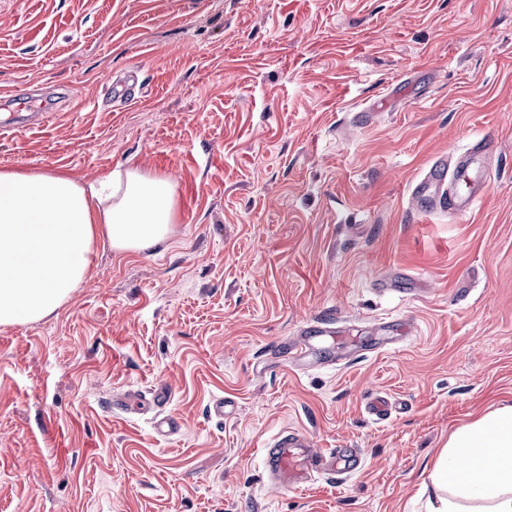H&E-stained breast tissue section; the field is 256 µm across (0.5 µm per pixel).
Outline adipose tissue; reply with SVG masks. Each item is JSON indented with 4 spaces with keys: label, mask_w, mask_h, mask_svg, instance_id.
<instances>
[{
    "label": "adipose tissue",
    "mask_w": 512,
    "mask_h": 512,
    "mask_svg": "<svg viewBox=\"0 0 512 512\" xmlns=\"http://www.w3.org/2000/svg\"><path fill=\"white\" fill-rule=\"evenodd\" d=\"M176 221L170 178L138 169L79 183L0 171V325L36 323L84 282L96 234L114 250L164 242ZM427 512H512V404L457 428L429 473Z\"/></svg>",
    "instance_id": "1"
}]
</instances>
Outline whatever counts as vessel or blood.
I'll list each match as a JSON object with an SVG mask.
<instances>
[{"label":"vessel or blood","instance_id":"vessel-or-blood-1","mask_svg":"<svg viewBox=\"0 0 512 512\" xmlns=\"http://www.w3.org/2000/svg\"><path fill=\"white\" fill-rule=\"evenodd\" d=\"M484 178V172L473 170L469 162L462 161L452 166L441 157L417 180L413 193L426 211L450 209L464 214L472 208L474 198L456 192V185L480 182ZM310 351L311 338L303 333L284 344L279 354L299 363L309 356ZM170 398L167 387L155 386L149 391L147 404L127 398L121 401L120 408L126 413L143 411L148 405L161 408L169 403ZM264 465L272 481L300 489L323 476H352L362 468L363 457L355 448L313 450L305 435L286 429L268 441L264 450Z\"/></svg>","mask_w":512,"mask_h":512}]
</instances>
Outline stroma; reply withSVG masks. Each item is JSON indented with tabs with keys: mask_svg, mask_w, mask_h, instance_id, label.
<instances>
[{
	"mask_svg": "<svg viewBox=\"0 0 512 512\" xmlns=\"http://www.w3.org/2000/svg\"><path fill=\"white\" fill-rule=\"evenodd\" d=\"M16 92L0 170L165 174L176 222L0 326V512H426L450 434L512 403V0H0ZM487 135L475 208L423 212L412 180ZM158 384L168 438L112 407ZM287 428L364 469L270 483ZM323 334L329 332L320 326H311L300 332V336H296L289 343L284 344L278 351L279 357L287 358L295 363H301L303 359L307 358L311 351V336L310 333Z\"/></svg>",
	"mask_w": 512,
	"mask_h": 512,
	"instance_id": "stroma-1",
	"label": "stroma"
}]
</instances>
